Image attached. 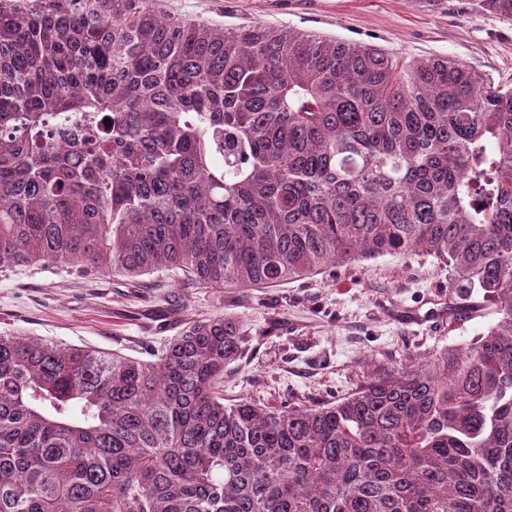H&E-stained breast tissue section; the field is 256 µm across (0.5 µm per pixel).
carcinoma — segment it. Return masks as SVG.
Segmentation results:
<instances>
[{
  "label": "carcinoma",
  "mask_w": 512,
  "mask_h": 512,
  "mask_svg": "<svg viewBox=\"0 0 512 512\" xmlns=\"http://www.w3.org/2000/svg\"><path fill=\"white\" fill-rule=\"evenodd\" d=\"M418 252L495 322L334 402L224 404L251 338L223 315L147 360L0 332V512H512V87L163 0H0V269L268 288Z\"/></svg>",
  "instance_id": "1"
}]
</instances>
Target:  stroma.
Segmentation results:
<instances>
[{"mask_svg":"<svg viewBox=\"0 0 512 512\" xmlns=\"http://www.w3.org/2000/svg\"><path fill=\"white\" fill-rule=\"evenodd\" d=\"M171 13L227 28L258 22L379 46L411 61L460 59L512 84V19L473 0H165ZM448 269L429 256L388 254L272 288H202L169 272L134 285L66 267L0 270V330L146 358L185 323L240 321L251 349L224 371V401L277 405L336 400L366 371L476 339L491 305L448 318Z\"/></svg>","mask_w":512,"mask_h":512,"instance_id":"stroma-1","label":"stroma"}]
</instances>
